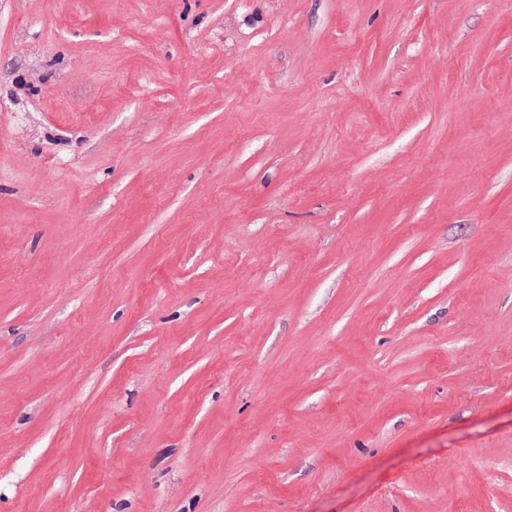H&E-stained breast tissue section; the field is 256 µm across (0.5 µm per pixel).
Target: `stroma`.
<instances>
[{
    "instance_id": "35a3bbf8",
    "label": "stroma",
    "mask_w": 512,
    "mask_h": 512,
    "mask_svg": "<svg viewBox=\"0 0 512 512\" xmlns=\"http://www.w3.org/2000/svg\"><path fill=\"white\" fill-rule=\"evenodd\" d=\"M0 512H512V0H0Z\"/></svg>"
}]
</instances>
